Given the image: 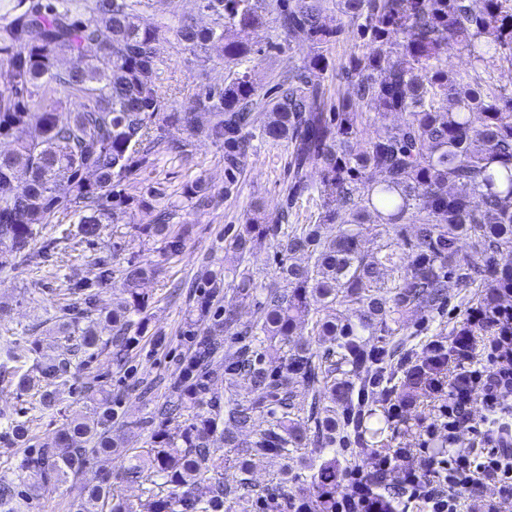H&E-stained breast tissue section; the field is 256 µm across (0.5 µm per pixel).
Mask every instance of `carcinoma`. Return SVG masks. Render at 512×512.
Segmentation results:
<instances>
[{
    "instance_id": "1",
    "label": "carcinoma",
    "mask_w": 512,
    "mask_h": 512,
    "mask_svg": "<svg viewBox=\"0 0 512 512\" xmlns=\"http://www.w3.org/2000/svg\"><path fill=\"white\" fill-rule=\"evenodd\" d=\"M155 0H11L0 12V62L9 86L0 92V136L14 147L0 153V256L31 262L59 248L71 233L45 237L60 216L77 218L80 242L97 247L94 282H76L63 291L53 319L60 335L76 340L77 351L92 358L108 354L128 363L127 335L148 306L141 291L157 267L134 257L121 270L126 305L103 313L99 289L112 285V263L123 251L122 237L99 244L105 225L120 224L133 206L144 203L128 180L133 168L161 153L185 155L192 142L224 146L232 170L253 138L291 147L287 207L318 197L313 224H281L253 217L222 238L236 265L207 271L192 287L201 293V314L210 324L190 332L192 348L184 376L170 383L175 401L157 408L151 448L123 460L120 474L158 488L146 512H224L235 500L240 512L257 502L281 508L288 495L252 497L246 479L224 480V448H249L286 457L309 444L306 422L315 423L322 448L336 445V406L347 401L336 375H359L358 350L364 336L390 329L389 323L413 307L444 303L454 288L481 283L497 292L512 289V93L494 83L496 66H512V0H336L341 14L363 19L367 51L354 62L355 81L347 95L328 105L326 91L308 80L325 70L327 56L316 53L293 66L278 94L257 93L246 71L222 84H201L181 108L159 93L157 43L167 37L201 62L209 50L243 61L253 44L230 40L234 32L260 31L270 21L288 41L323 44L339 34L324 23L329 0H196L211 23L188 18L140 25ZM454 42L467 56L463 71L448 68L444 47ZM86 56L83 67L63 69L58 57ZM76 92L81 109L66 115L46 104L51 93ZM357 100L382 117L399 113V125L370 128ZM179 124L188 139L168 138L160 121ZM315 164L320 182H308L305 168ZM378 172L373 181L369 174ZM224 194L202 179L184 190L189 209L217 205ZM417 228L412 259L401 266L391 242L369 256L366 235L381 237L402 222ZM325 224L336 226L331 238ZM134 233L157 245L166 260L179 256L187 228L169 222L162 207L151 224H134ZM482 257L474 265L458 256L460 238ZM276 245L277 273L283 287L268 291L253 321L238 323L234 309L214 307L224 298L226 277L243 298L254 282L248 263L265 240ZM301 254L305 260L289 261ZM357 306V321L341 307ZM108 323L111 335L99 331ZM313 322V331L330 348L318 354L313 337L295 336ZM251 339L236 355L214 361L224 333ZM277 354L278 366L266 358ZM0 383L21 392L36 391L31 410L56 409L60 387L75 376L66 358L36 357L22 369L12 341H3ZM230 377L249 382L251 398L240 401L212 390ZM303 392L293 390L292 382ZM311 402H306V397ZM329 402L319 420L316 398ZM97 415L90 425L80 415L67 418L52 441L23 454L19 483L0 481V512H29L32 501L70 483L74 512H134L112 494L113 472L94 468L112 451V390L86 386ZM184 418L175 435L167 423ZM28 420H6L4 438L27 436ZM336 460L312 475L316 491L336 484Z\"/></svg>"
}]
</instances>
